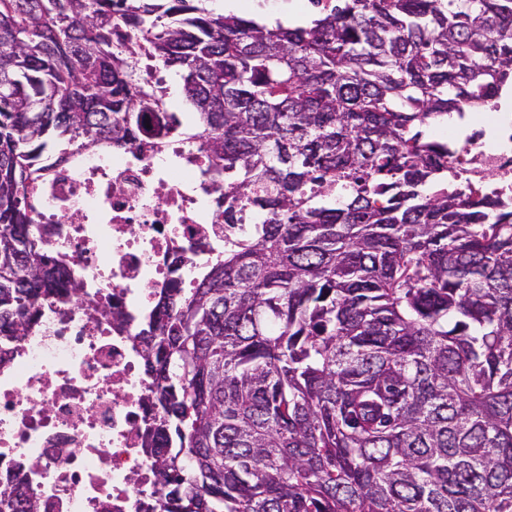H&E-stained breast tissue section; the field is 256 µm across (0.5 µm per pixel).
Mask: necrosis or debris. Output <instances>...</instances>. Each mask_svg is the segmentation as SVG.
<instances>
[{"label": "necrosis or debris", "instance_id": "1", "mask_svg": "<svg viewBox=\"0 0 512 512\" xmlns=\"http://www.w3.org/2000/svg\"><path fill=\"white\" fill-rule=\"evenodd\" d=\"M468 118L453 143L456 178L512 197V116L493 103ZM211 168L178 140L88 152L58 167L35 202L50 250L85 290L64 308L45 303L29 335L0 350V484L36 495L40 512H160L143 447L152 381L136 336L160 290L191 284L224 248ZM94 306L119 312L123 327L91 320Z\"/></svg>", "mask_w": 512, "mask_h": 512}]
</instances>
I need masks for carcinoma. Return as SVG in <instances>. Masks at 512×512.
Here are the masks:
<instances>
[{"mask_svg":"<svg viewBox=\"0 0 512 512\" xmlns=\"http://www.w3.org/2000/svg\"><path fill=\"white\" fill-rule=\"evenodd\" d=\"M203 2L0 0V345L81 295L30 198L152 121L224 173V252L141 332L163 512H512V200L423 131L512 85V0ZM224 13L235 12L240 1L241 8L236 15L253 19L258 22L260 13L282 15L283 20L279 19L284 26L297 27L308 26L299 19L306 16H321L336 4V0L331 2L322 0L319 5H314L310 0H220ZM296 18V19H294ZM161 75L163 76L164 87H167V89H168L167 90L168 91L167 104H168L169 111L175 112L176 115L180 119H184L186 116L189 115L187 113L194 112V109L186 101V99L183 95V90H182L181 99L178 102H176L173 99V96L170 92L171 84L174 81H179L181 88H183V81H182L179 73L175 72L174 70L161 69Z\"/></svg>","mask_w":512,"mask_h":512,"instance_id":"cac0c4a2","label":"carcinoma"}]
</instances>
